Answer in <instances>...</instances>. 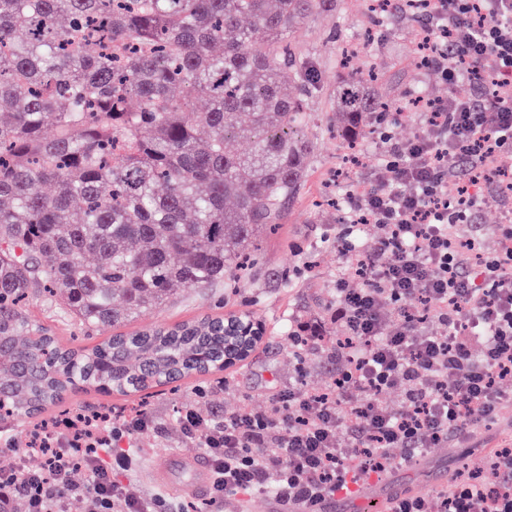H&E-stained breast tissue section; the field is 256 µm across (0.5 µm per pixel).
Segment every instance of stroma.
Listing matches in <instances>:
<instances>
[{
    "label": "stroma",
    "instance_id": "35a3bbf8",
    "mask_svg": "<svg viewBox=\"0 0 512 512\" xmlns=\"http://www.w3.org/2000/svg\"><path fill=\"white\" fill-rule=\"evenodd\" d=\"M368 0H346L341 11L314 16L292 35L301 51L310 53L320 78V93L311 99L312 122L303 130L314 145V154L305 183L285 209L276 233L263 235L256 265L249 282L229 289L223 284L182 292L167 306L149 311L121 326L131 334L155 326L172 327L205 317L226 318L253 312L263 327V337L249 357L221 371L191 375L177 388L154 390L148 399V415L160 429L136 436L127 446L133 466L120 479L136 497L159 493L180 503L185 512H207L205 493L190 492L194 481L186 468L188 457L199 454L197 444L182 440L177 431V416L186 408L221 418L244 410L267 411L288 384L303 381L305 389L328 391L336 370L322 353L297 348L283 330V316L304 321H319L324 343L336 341L340 328L333 318L331 285L341 266L336 236L346 226L338 207L344 204L351 186L371 191L380 171V158L389 141L413 139L424 127L420 112L389 124L383 134H367L355 149L343 147L330 132L334 116L336 85L343 72L376 65L380 73L377 92L396 102L411 91H424L427 97L444 98L448 93H471L469 81L448 87L440 75L421 64L418 49L420 28L405 12L390 17L385 30L367 22ZM29 317L51 329L67 347H90L94 338L85 336L76 321L64 314L42 294H33L27 306ZM139 394L126 396L96 390H76L62 404L48 407L32 424L61 413L62 409L83 406L89 409L110 407L123 410L139 402ZM512 445V414L502 413L480 427L462 445L435 449L433 461L422 473H393V482L411 487L418 496H434L441 491L439 475L454 474L470 460L487 451ZM168 457L166 482H158L149 472L150 463Z\"/></svg>",
    "mask_w": 512,
    "mask_h": 512
}]
</instances>
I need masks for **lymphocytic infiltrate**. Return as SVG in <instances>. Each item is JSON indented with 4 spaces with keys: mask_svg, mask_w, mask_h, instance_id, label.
<instances>
[{
    "mask_svg": "<svg viewBox=\"0 0 512 512\" xmlns=\"http://www.w3.org/2000/svg\"><path fill=\"white\" fill-rule=\"evenodd\" d=\"M425 7L435 20L425 38L429 64L448 85L474 81L477 95L431 102L424 131L390 144L381 163L387 186L350 197L358 223L378 224L383 235L371 251L348 234L336 240L343 266L333 300L343 338L325 347L336 365L332 394L296 385L265 412L180 415L181 435L209 460L207 504L216 512L248 491L273 492L288 512H325L350 485L468 439L512 408V390L501 386L512 380V178L496 165L512 155V0ZM479 181L491 183L492 197L468 194ZM490 199L504 215L495 250L478 236L458 242L449 202L466 213ZM355 275L364 287H349ZM392 388L403 392L397 409L380 398ZM152 425L142 413L87 431L65 420L45 438L43 465L28 464V448L0 473V512L18 499L26 512H72L87 497L97 512H179L163 495L132 496L118 478L132 464L119 442ZM484 465L494 484L460 471L438 499L403 493L391 512H512V448ZM77 469L85 472L80 484L71 479Z\"/></svg>",
    "mask_w": 512,
    "mask_h": 512,
    "instance_id": "obj_1",
    "label": "lymphocytic infiltrate"
}]
</instances>
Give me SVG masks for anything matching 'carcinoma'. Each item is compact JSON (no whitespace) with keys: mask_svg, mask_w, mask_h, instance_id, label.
Listing matches in <instances>:
<instances>
[{"mask_svg":"<svg viewBox=\"0 0 512 512\" xmlns=\"http://www.w3.org/2000/svg\"><path fill=\"white\" fill-rule=\"evenodd\" d=\"M343 4L0 0V336L32 366L22 376L0 358L13 386L1 421L25 422L66 387L141 392L173 368L216 367L219 318L73 349L29 320L26 301L44 292L93 331L236 279L314 151L302 129L318 74L288 36ZM376 79L341 78L337 139L390 122ZM242 134L250 149L229 150Z\"/></svg>","mask_w":512,"mask_h":512,"instance_id":"1","label":"carcinoma"}]
</instances>
